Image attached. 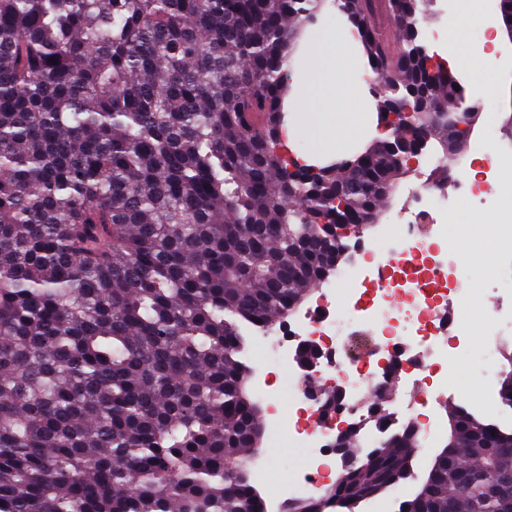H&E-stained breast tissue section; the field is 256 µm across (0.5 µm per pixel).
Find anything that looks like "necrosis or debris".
I'll return each instance as SVG.
<instances>
[{
	"label": "necrosis or debris",
	"mask_w": 512,
	"mask_h": 512,
	"mask_svg": "<svg viewBox=\"0 0 512 512\" xmlns=\"http://www.w3.org/2000/svg\"><path fill=\"white\" fill-rule=\"evenodd\" d=\"M508 161L512 162V152L496 150L481 177L461 176L449 184L427 181L416 187L408 196L409 220L386 236L387 252H368L362 262L337 272L338 280L355 285L376 280L372 292L340 305L329 288L294 323L250 331V338L262 348V367L286 370L298 403L296 417L279 420L271 430L272 442L291 443L305 451L295 478L281 488V497L315 500L328 493L336 465L337 423H362L358 446L364 451L402 425L415 426L420 447L434 440L435 429L409 403L389 412L382 427L364 413L363 404L371 392L398 378L425 383L432 398L448 397L456 354L448 348L440 320L454 262L441 246L448 236L443 217L454 202L484 194L495 195L503 207L512 206V180L495 177ZM360 333L373 336L374 347L349 355L347 347ZM303 343L316 345L321 352L310 374L290 365ZM313 385L342 389L338 410L322 414L318 401L308 395Z\"/></svg>",
	"instance_id": "necrosis-or-debris-1"
}]
</instances>
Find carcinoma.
Masks as SVG:
<instances>
[{
	"label": "carcinoma",
	"mask_w": 512,
	"mask_h": 512,
	"mask_svg": "<svg viewBox=\"0 0 512 512\" xmlns=\"http://www.w3.org/2000/svg\"><path fill=\"white\" fill-rule=\"evenodd\" d=\"M424 2L341 0L380 117L413 112L315 168L284 153L282 104L324 0H0V512H269L243 328L336 271L331 226L376 223L409 171L393 143L430 129L450 161L469 139ZM445 411L398 512H512V428ZM416 448L405 425L278 512H353Z\"/></svg>",
	"instance_id": "1"
}]
</instances>
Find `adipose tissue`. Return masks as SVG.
Masks as SVG:
<instances>
[{"label": "adipose tissue", "instance_id": "1", "mask_svg": "<svg viewBox=\"0 0 512 512\" xmlns=\"http://www.w3.org/2000/svg\"><path fill=\"white\" fill-rule=\"evenodd\" d=\"M358 46L352 25L313 27L301 78L285 106L283 142L298 163L342 158L360 141L383 137Z\"/></svg>", "mask_w": 512, "mask_h": 512}]
</instances>
